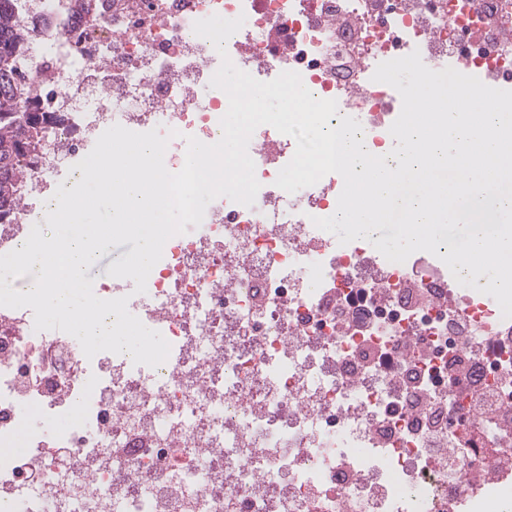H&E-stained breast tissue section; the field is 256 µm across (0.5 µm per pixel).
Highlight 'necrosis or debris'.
Listing matches in <instances>:
<instances>
[{"mask_svg":"<svg viewBox=\"0 0 512 512\" xmlns=\"http://www.w3.org/2000/svg\"><path fill=\"white\" fill-rule=\"evenodd\" d=\"M74 0L33 7L28 78L63 156L24 171L0 250L55 206L62 171L114 125L214 140L229 107L210 80L229 56L255 79L298 72L314 97L356 113L371 154L402 100L377 66L419 52L512 83V0ZM244 25L225 53L194 32ZM248 153L255 203L216 198L193 234L167 240L129 311L170 345L164 363L86 357L70 334L0 307V502L11 512H487L512 498V319L459 296L429 264L381 263L314 218L340 179L275 184L294 139L269 125ZM38 412L43 426L28 422Z\"/></svg>","mask_w":512,"mask_h":512,"instance_id":"1","label":"necrosis or debris"}]
</instances>
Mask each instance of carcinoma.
Here are the masks:
<instances>
[{
  "mask_svg": "<svg viewBox=\"0 0 512 512\" xmlns=\"http://www.w3.org/2000/svg\"><path fill=\"white\" fill-rule=\"evenodd\" d=\"M18 0H0V223L21 197L22 170L33 168L55 115L42 111L34 86L22 74L28 50L14 22ZM28 104L18 111L19 103Z\"/></svg>",
  "mask_w": 512,
  "mask_h": 512,
  "instance_id": "cac0c4a2",
  "label": "carcinoma"
}]
</instances>
